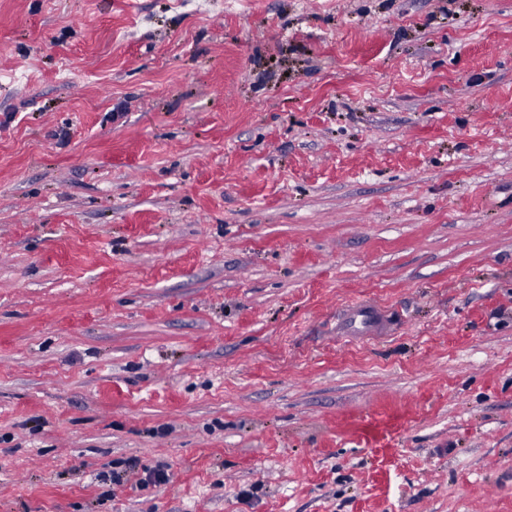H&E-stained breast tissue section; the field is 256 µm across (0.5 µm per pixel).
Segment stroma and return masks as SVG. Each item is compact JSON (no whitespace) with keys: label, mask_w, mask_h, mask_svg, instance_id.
I'll return each mask as SVG.
<instances>
[{"label":"stroma","mask_w":512,"mask_h":512,"mask_svg":"<svg viewBox=\"0 0 512 512\" xmlns=\"http://www.w3.org/2000/svg\"><path fill=\"white\" fill-rule=\"evenodd\" d=\"M195 3L0 0V512H512V0ZM343 320L350 330L366 335L383 333L388 326L381 310L361 303L349 306Z\"/></svg>","instance_id":"obj_1"}]
</instances>
